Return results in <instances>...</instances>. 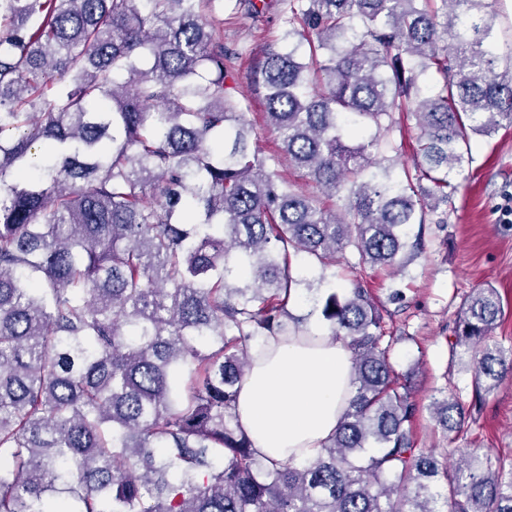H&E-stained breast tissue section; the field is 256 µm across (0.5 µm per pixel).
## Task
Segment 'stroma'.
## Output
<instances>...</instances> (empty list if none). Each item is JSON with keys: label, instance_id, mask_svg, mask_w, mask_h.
<instances>
[{"label": "stroma", "instance_id": "stroma-1", "mask_svg": "<svg viewBox=\"0 0 512 512\" xmlns=\"http://www.w3.org/2000/svg\"><path fill=\"white\" fill-rule=\"evenodd\" d=\"M215 16L225 47L238 54L228 81L232 94L253 122L262 152L278 155L279 136L262 122L266 105L254 70L268 48L282 44V6L267 0L255 13L237 0H216ZM454 183L447 205L427 216L423 253L398 271L367 270L364 286L388 312L386 324L397 338L391 362L422 409L414 426L418 447L512 456V380L486 396L460 431L443 433L428 412L438 392L472 396V373L458 364L450 341L463 300L474 289H497L505 314L493 334L512 345V128L476 139ZM397 289L399 303L390 299Z\"/></svg>", "mask_w": 512, "mask_h": 512}]
</instances>
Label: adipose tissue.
Instances as JSON below:
<instances>
[{"instance_id": "1", "label": "adipose tissue", "mask_w": 512, "mask_h": 512, "mask_svg": "<svg viewBox=\"0 0 512 512\" xmlns=\"http://www.w3.org/2000/svg\"><path fill=\"white\" fill-rule=\"evenodd\" d=\"M235 412L259 459L313 458L335 434L353 396L348 339L310 322L296 336H269L252 350Z\"/></svg>"}]
</instances>
